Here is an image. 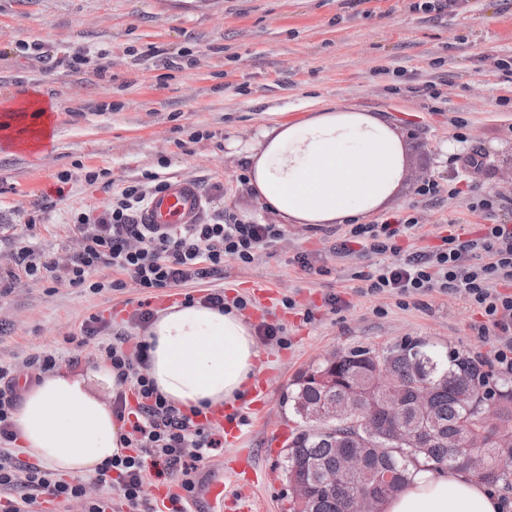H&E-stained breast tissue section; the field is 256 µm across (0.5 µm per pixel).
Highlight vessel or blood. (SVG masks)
I'll use <instances>...</instances> for the list:
<instances>
[{"label":"vessel or blood","instance_id":"obj_1","mask_svg":"<svg viewBox=\"0 0 512 512\" xmlns=\"http://www.w3.org/2000/svg\"><path fill=\"white\" fill-rule=\"evenodd\" d=\"M205 198L193 176L179 175L168 180L165 188L151 198L141 213V221L160 229L181 224L200 223L205 212ZM232 476L234 494L224 491L225 476ZM268 476L253 463L248 453H240L231 460L227 469H216L192 500V512H224L232 507L234 512H259L254 492L266 483Z\"/></svg>","mask_w":512,"mask_h":512}]
</instances>
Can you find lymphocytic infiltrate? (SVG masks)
Here are the masks:
<instances>
[{
    "instance_id": "obj_1",
    "label": "lymphocytic infiltrate",
    "mask_w": 512,
    "mask_h": 512,
    "mask_svg": "<svg viewBox=\"0 0 512 512\" xmlns=\"http://www.w3.org/2000/svg\"><path fill=\"white\" fill-rule=\"evenodd\" d=\"M85 180L98 186L106 200L101 207L71 216L81 249L59 266L41 260L31 239L22 236L14 243L16 269L35 284L51 279L86 286L95 293L107 285L90 281V274L112 270L119 278L109 286L140 294L129 319L142 327L155 317L150 299L156 290L223 276L228 259L250 265L259 252L283 237L279 225L242 220L231 213L217 214L204 224L161 231L140 221L147 201L165 184L161 176L148 174L118 183L92 171ZM420 226L415 216L397 224L387 220L354 224L336 251L345 254L358 246L385 256V263L368 277L371 292L410 295L438 287L479 309L494 331L512 333V226L488 224L470 239L451 234L433 249L403 254L402 262H393V255L401 254L400 233ZM89 343L94 346V359L107 364L116 376L112 413L122 425L126 451L112 456L94 473L70 478L22 460L11 421L20 400L15 370L0 363V489L16 493L5 504V512H30L42 498L63 508L82 502L84 512H154L143 493L152 471L177 481L180 491L169 502L171 512H182L180 502L183 495L194 492L200 464L222 445L223 426L203 422V409L186 411L163 397L147 373V344L113 332L112 321L104 314H91L82 322L76 344ZM91 485L99 488L98 497H88Z\"/></svg>"
}]
</instances>
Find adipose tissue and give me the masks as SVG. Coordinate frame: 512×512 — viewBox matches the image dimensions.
<instances>
[{
	"label": "adipose tissue",
	"mask_w": 512,
	"mask_h": 512,
	"mask_svg": "<svg viewBox=\"0 0 512 512\" xmlns=\"http://www.w3.org/2000/svg\"><path fill=\"white\" fill-rule=\"evenodd\" d=\"M248 172L256 203L286 224H359L393 197L405 172V151L381 114L331 107L263 129L252 141H231ZM148 374L181 409L217 408L244 399L258 371L252 326L234 309L175 304L147 327ZM116 378L99 364L45 374L13 414L24 452L64 475L96 470L122 453L112 415ZM507 499L462 469L421 468L383 505L384 512H505Z\"/></svg>",
	"instance_id": "adipose-tissue-1"
}]
</instances>
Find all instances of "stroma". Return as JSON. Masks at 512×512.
I'll return each mask as SVG.
<instances>
[{
  "instance_id": "35a3bbf8",
  "label": "stroma",
  "mask_w": 512,
  "mask_h": 512,
  "mask_svg": "<svg viewBox=\"0 0 512 512\" xmlns=\"http://www.w3.org/2000/svg\"><path fill=\"white\" fill-rule=\"evenodd\" d=\"M420 0H0V123L14 141L0 139V362L19 379L32 370L35 352L78 351L86 367L91 350L68 338L89 314L120 312L133 292L91 293L47 279H11L15 234L30 230L44 260L66 263L79 242L66 222L70 213L102 206L105 195L85 180L106 170L134 180L153 172L182 173L198 181L207 217L227 211L263 224L278 222L238 180L244 169L230 156V140H249L281 120L337 105L381 112L403 138L404 178L382 211L385 219L426 216L430 222L397 242L409 253L439 244L452 228L474 237L485 213L473 198L512 191V0H449L419 9ZM73 53L112 54L105 75L57 68L42 73L32 43ZM50 107L51 145L21 147L40 114L12 117L30 97ZM467 122L485 165L473 188L455 197L417 195L426 180L447 184L448 159L462 152L455 139ZM53 208L41 210L44 200ZM278 244L243 267L228 260L223 278L184 285L202 296L223 289L226 299L249 298L243 315L281 325L288 339H259V371L275 384L261 420L249 401L236 404L239 444H224L200 466L208 472L236 447L249 449L271 474L259 492L263 512H290L291 495L281 469L285 443L275 431L296 432L299 421L283 403L297 374L326 356L360 347L382 348L425 341L436 350H463L495 361L503 337L485 333V318L462 297L432 289L404 297L369 294L368 275L379 255L337 254L345 225L287 224ZM307 256L301 266L298 256ZM270 283L276 293L261 305L252 290ZM342 304H326L328 295ZM296 306L288 308L284 298Z\"/></svg>"
}]
</instances>
